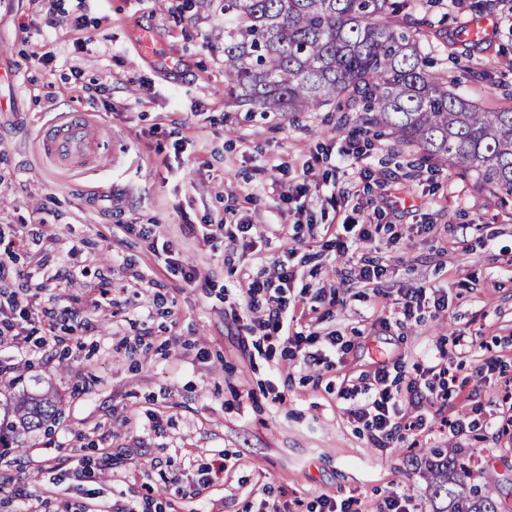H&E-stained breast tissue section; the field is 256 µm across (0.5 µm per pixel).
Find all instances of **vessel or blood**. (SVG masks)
Returning <instances> with one entry per match:
<instances>
[{"label": "vessel or blood", "mask_w": 512, "mask_h": 512, "mask_svg": "<svg viewBox=\"0 0 512 512\" xmlns=\"http://www.w3.org/2000/svg\"><path fill=\"white\" fill-rule=\"evenodd\" d=\"M39 146L47 157L62 166L81 155L105 148L103 142L91 135L87 117L74 113L61 123L42 127Z\"/></svg>", "instance_id": "vessel-or-blood-1"}]
</instances>
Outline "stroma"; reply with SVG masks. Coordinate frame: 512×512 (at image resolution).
Returning <instances> with one entry per match:
<instances>
[{
  "label": "stroma",
  "mask_w": 512,
  "mask_h": 512,
  "mask_svg": "<svg viewBox=\"0 0 512 512\" xmlns=\"http://www.w3.org/2000/svg\"><path fill=\"white\" fill-rule=\"evenodd\" d=\"M182 2L0 0V52L19 75L0 92V238L20 243L0 305H29L0 344V390L21 375L64 408L52 435L0 456V512H318L349 497L378 512L398 488L432 512L434 448L480 459L472 482L512 506V206L357 133L355 113L249 114L224 91L223 15L193 22ZM477 3L497 21L488 41L428 33L421 47L457 93L510 108L512 0H436L431 17L452 31ZM477 68L494 83L470 80ZM67 112L88 113L111 155L67 169L45 158L39 131ZM274 178L290 201L270 194ZM344 211L372 236L341 254ZM208 220L225 235L204 239ZM362 258L386 266L378 290L362 287ZM279 264L298 330L322 335L309 353L333 330L347 341L333 367L264 338L270 300L250 309L242 276L272 282ZM420 287L447 308L405 317ZM442 353L454 367L432 379L442 400L412 395L417 365ZM380 369L398 420L424 419L406 441L374 442L338 395ZM464 413L475 427L449 433Z\"/></svg>",
  "instance_id": "stroma-1"
}]
</instances>
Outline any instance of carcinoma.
Returning a JSON list of instances; mask_svg holds the SVG:
<instances>
[{"label":"carcinoma","mask_w":512,"mask_h":512,"mask_svg":"<svg viewBox=\"0 0 512 512\" xmlns=\"http://www.w3.org/2000/svg\"><path fill=\"white\" fill-rule=\"evenodd\" d=\"M184 8L191 20L224 15L225 91L248 111L356 112L365 129L474 176L493 205L512 201V108L487 112L448 89L420 49L433 21L413 0H186ZM62 415L58 394H20L0 412V447H24ZM434 456V512H507L492 489L465 483L458 457Z\"/></svg>","instance_id":"cac0c4a2"}]
</instances>
